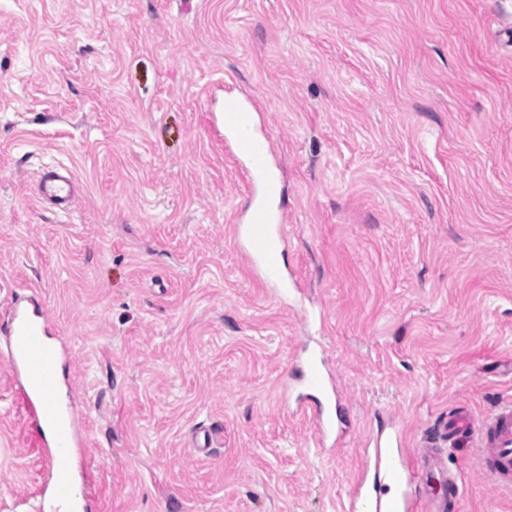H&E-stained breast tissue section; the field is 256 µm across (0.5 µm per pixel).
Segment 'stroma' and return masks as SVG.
I'll return each instance as SVG.
<instances>
[{"mask_svg":"<svg viewBox=\"0 0 512 512\" xmlns=\"http://www.w3.org/2000/svg\"><path fill=\"white\" fill-rule=\"evenodd\" d=\"M228 88L273 136L285 271L321 326L234 239ZM48 165L72 214L39 201ZM10 288L70 351L91 512H349L378 428L412 454L512 400V0H0V315ZM318 343L333 447L282 403ZM442 455L448 512H512L471 438ZM43 477L0 361V512Z\"/></svg>","mask_w":512,"mask_h":512,"instance_id":"stroma-1","label":"stroma"}]
</instances>
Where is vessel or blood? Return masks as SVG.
Instances as JSON below:
<instances>
[{
  "mask_svg": "<svg viewBox=\"0 0 512 512\" xmlns=\"http://www.w3.org/2000/svg\"><path fill=\"white\" fill-rule=\"evenodd\" d=\"M221 124L234 141L237 154L246 162V175L255 193L246 210L245 223L235 233L244 243L249 261L269 285L281 293L299 292L288 280L281 261L287 247L284 213L276 206L278 178L272 162L273 138L252 132L255 113L248 97L225 92ZM38 196L43 203L67 213L76 197L75 182L59 168L44 169L39 178ZM0 335L6 347L0 360L12 369L24 406L41 439L49 474L46 490L40 494L37 512H45L48 501L76 503L79 512H89V494H76L75 450L83 437L74 412L64 400L65 383L58 374L59 364L68 357L66 346L51 337L43 305L37 296H13L6 321L0 322ZM303 370L296 381L299 405H312L313 419L322 444H336L341 420L336 408V389L327 370L322 348H315L302 359ZM475 432L481 466L503 489L512 488V401L499 403L481 419H473L462 407L449 411L438 427L440 443L454 442L457 435ZM374 480L372 485L357 484L351 502L352 512H416L420 501L410 468L404 458L401 432H380L373 436ZM427 463L426 478L447 477L448 490L459 495L457 477L446 476L436 449H421ZM396 488L394 496L383 497V486ZM427 512H446L442 501L431 497L424 501Z\"/></svg>",
  "mask_w": 512,
  "mask_h": 512,
  "instance_id": "1",
  "label": "vessel or blood"
}]
</instances>
